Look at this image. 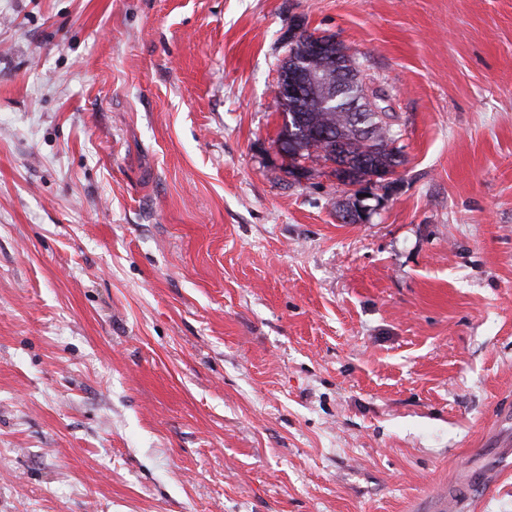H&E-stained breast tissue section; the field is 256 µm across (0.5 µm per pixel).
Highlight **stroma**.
<instances>
[{"instance_id":"1","label":"stroma","mask_w":512,"mask_h":512,"mask_svg":"<svg viewBox=\"0 0 512 512\" xmlns=\"http://www.w3.org/2000/svg\"><path fill=\"white\" fill-rule=\"evenodd\" d=\"M300 26L401 131L364 224L275 147ZM443 492L512 512V0H0V512Z\"/></svg>"}]
</instances>
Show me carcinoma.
<instances>
[{
    "label": "carcinoma",
    "mask_w": 512,
    "mask_h": 512,
    "mask_svg": "<svg viewBox=\"0 0 512 512\" xmlns=\"http://www.w3.org/2000/svg\"><path fill=\"white\" fill-rule=\"evenodd\" d=\"M353 94L350 88L344 91V100L329 111L321 107L322 94L312 84L305 88L302 98L286 96L278 100L287 123L278 132L277 140L285 145L293 140L294 153L288 155L291 163L301 159L326 162L337 151L354 163L360 183H368L371 176L390 172L399 164L400 148L395 143L400 132L391 122V115L359 112L357 116L369 119V124L374 126L370 133L361 130L345 109L354 100ZM324 132L330 134V140L320 139Z\"/></svg>",
    "instance_id": "obj_1"
}]
</instances>
